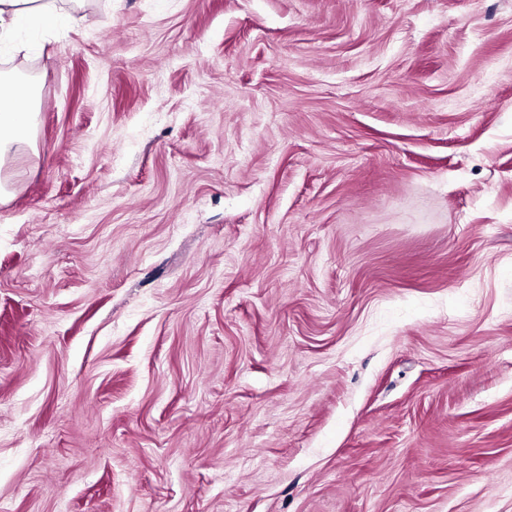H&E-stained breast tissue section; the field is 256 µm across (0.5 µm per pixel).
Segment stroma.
I'll return each instance as SVG.
<instances>
[{
  "mask_svg": "<svg viewBox=\"0 0 512 512\" xmlns=\"http://www.w3.org/2000/svg\"><path fill=\"white\" fill-rule=\"evenodd\" d=\"M0 71V512H512V0H85ZM36 107L33 89L22 87L17 77L0 73V167L31 147ZM4 132L7 137H2Z\"/></svg>",
  "mask_w": 512,
  "mask_h": 512,
  "instance_id": "1",
  "label": "stroma"
}]
</instances>
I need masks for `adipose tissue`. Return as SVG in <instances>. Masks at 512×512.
Here are the masks:
<instances>
[{"label":"adipose tissue","instance_id":"ef3b65f1","mask_svg":"<svg viewBox=\"0 0 512 512\" xmlns=\"http://www.w3.org/2000/svg\"><path fill=\"white\" fill-rule=\"evenodd\" d=\"M81 0H0V42L11 40L21 28L51 31L80 21ZM37 102L33 89L17 77L0 74V166L31 146Z\"/></svg>","mask_w":512,"mask_h":512}]
</instances>
